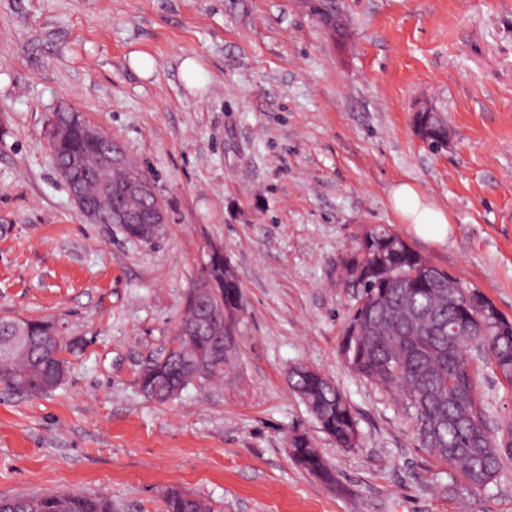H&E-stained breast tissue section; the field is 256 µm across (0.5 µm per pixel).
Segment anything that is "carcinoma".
Listing matches in <instances>:
<instances>
[{"label":"carcinoma","instance_id":"cac0c4a2","mask_svg":"<svg viewBox=\"0 0 512 512\" xmlns=\"http://www.w3.org/2000/svg\"><path fill=\"white\" fill-rule=\"evenodd\" d=\"M101 151L102 145L85 139L81 126L70 125L52 155L59 171L70 156H82L83 190L98 209L101 223H109L111 211L119 206L132 219L117 225L126 238L148 243L159 239L163 225L138 223L154 209L153 197L116 190L106 194L93 180ZM227 262L222 248L206 257L204 293L199 296V289H190L177 327L183 352L155 358L138 374L140 392L147 399L168 403L196 383H239L238 346L224 345V309L244 308L243 292L237 276L224 269ZM342 264L352 269L349 280L359 290L341 345L348 367L401 398L410 412L418 448L453 469L472 490H484L499 477L504 459L512 458V419L492 418L477 385L474 361L482 360L512 386V321L503 317L495 327L486 328L484 313L495 309L486 298L481 305L471 298L449 303L450 295L471 289L459 278H448V272L383 226L366 229ZM460 320L468 321L470 333L453 341L448 323ZM16 322L23 326L24 341L12 347ZM52 329L49 321L0 318L1 385L36 397L61 384L49 362L62 349L76 352L80 344L53 335ZM288 383L337 447L359 445L351 406L328 376L300 364L290 369ZM288 453L298 467L336 487L332 469L308 436L294 435ZM164 503V512H214L204 500L175 489L167 490ZM0 512H112V501L102 495L46 492L1 497Z\"/></svg>","mask_w":512,"mask_h":512}]
</instances>
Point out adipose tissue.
I'll return each mask as SVG.
<instances>
[{
  "mask_svg": "<svg viewBox=\"0 0 512 512\" xmlns=\"http://www.w3.org/2000/svg\"><path fill=\"white\" fill-rule=\"evenodd\" d=\"M391 202L403 223L409 224L417 236L436 242L447 239L450 231L447 214L427 201L413 185H396Z\"/></svg>",
  "mask_w": 512,
  "mask_h": 512,
  "instance_id": "ef3b65f1",
  "label": "adipose tissue"
}]
</instances>
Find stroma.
<instances>
[{"mask_svg": "<svg viewBox=\"0 0 512 512\" xmlns=\"http://www.w3.org/2000/svg\"><path fill=\"white\" fill-rule=\"evenodd\" d=\"M345 34L301 0H0V317L81 340L55 390L0 385V496L102 494L163 512L174 488L219 512H512V458L472 491L416 445L400 399L340 352L357 292L341 261L381 225L512 319V0H332ZM154 61L141 78L130 56ZM196 57L205 83L180 71ZM430 97L452 131L433 151L411 113ZM82 112L154 179L162 239L78 213L46 139ZM444 209L443 242L394 212L393 185ZM245 298L240 387L146 399L208 243ZM327 374L359 423L336 447L288 385ZM307 434L335 488L296 467Z\"/></svg>", "mask_w": 512, "mask_h": 512, "instance_id": "1", "label": "stroma"}]
</instances>
